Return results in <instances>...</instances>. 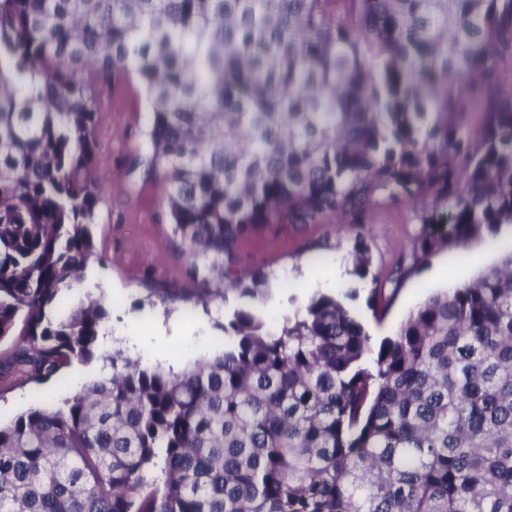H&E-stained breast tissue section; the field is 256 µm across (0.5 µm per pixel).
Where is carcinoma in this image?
Instances as JSON below:
<instances>
[{"label": "carcinoma", "mask_w": 512, "mask_h": 512, "mask_svg": "<svg viewBox=\"0 0 512 512\" xmlns=\"http://www.w3.org/2000/svg\"><path fill=\"white\" fill-rule=\"evenodd\" d=\"M512 47V0H0V372L99 356L108 310L63 311L94 254L97 84L142 82L195 303L238 241L379 199L429 211L392 289L512 224V96L462 115ZM371 258L356 234L355 273ZM178 372L111 373L0 423V512H512V253L374 348L339 297L271 330L248 309Z\"/></svg>", "instance_id": "obj_1"}]
</instances>
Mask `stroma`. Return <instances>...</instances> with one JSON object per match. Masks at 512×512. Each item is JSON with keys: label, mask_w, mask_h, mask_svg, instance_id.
I'll list each match as a JSON object with an SVG mask.
<instances>
[{"label": "stroma", "mask_w": 512, "mask_h": 512, "mask_svg": "<svg viewBox=\"0 0 512 512\" xmlns=\"http://www.w3.org/2000/svg\"><path fill=\"white\" fill-rule=\"evenodd\" d=\"M512 93V49L499 62L497 76L482 98L473 100L465 121L478 128L484 102ZM102 121L96 135L95 165L102 179L99 220L92 227L96 261L79 286L81 296L103 301L110 312L104 350L127 349L129 336L153 338L159 322L176 319L179 335L154 353L138 351L143 364L182 369L212 357L224 346L222 325L247 308L268 323H279L316 294L348 290V302L373 344L392 336L431 294L474 279L512 251V224L483 232L465 246L438 252L408 277L394 298H383V318L369 306L372 289L387 285L401 256L411 251L423 213L403 202L383 201L361 213L343 212L310 224L278 221L242 238L236 268L264 272L268 281L257 295L228 291L209 308L195 305V285L183 274L169 240V216L159 186L144 174L140 148L147 130V102L135 75L100 89ZM365 226L371 266L367 277L354 272L352 224ZM101 362H73L39 384L22 375L0 376V419L7 421L36 401L58 403L99 378Z\"/></svg>", "instance_id": "stroma-1"}]
</instances>
